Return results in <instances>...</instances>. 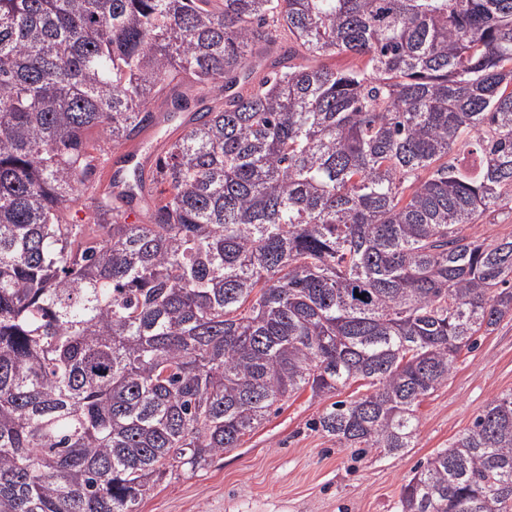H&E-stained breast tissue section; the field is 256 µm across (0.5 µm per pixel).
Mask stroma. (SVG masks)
Instances as JSON below:
<instances>
[{"mask_svg": "<svg viewBox=\"0 0 512 512\" xmlns=\"http://www.w3.org/2000/svg\"><path fill=\"white\" fill-rule=\"evenodd\" d=\"M171 93L158 95L152 110L172 113ZM147 126L135 139L137 160L152 170L155 160L193 117L178 114ZM512 391V319L481 337L463 354L446 384L418 409L414 447L394 457L354 455L336 447L309 422L325 403L304 391L272 413L241 447L216 456L204 470L175 476L158 486L140 512H398L402 484L437 449L468 427L495 396Z\"/></svg>", "mask_w": 512, "mask_h": 512, "instance_id": "obj_1", "label": "stroma"}]
</instances>
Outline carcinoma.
<instances>
[{
  "mask_svg": "<svg viewBox=\"0 0 512 512\" xmlns=\"http://www.w3.org/2000/svg\"><path fill=\"white\" fill-rule=\"evenodd\" d=\"M185 78L224 109L95 193ZM502 213L512 0H0V512H139L307 389L356 386L312 423L338 447H414L512 318V235L465 233ZM399 512H512V391Z\"/></svg>",
  "mask_w": 512,
  "mask_h": 512,
  "instance_id": "obj_1",
  "label": "carcinoma"
}]
</instances>
